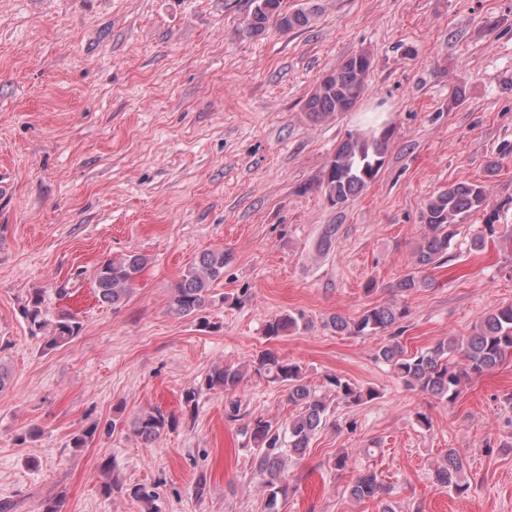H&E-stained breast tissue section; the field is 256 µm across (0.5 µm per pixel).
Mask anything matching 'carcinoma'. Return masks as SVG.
Masks as SVG:
<instances>
[{
  "label": "carcinoma",
  "mask_w": 512,
  "mask_h": 512,
  "mask_svg": "<svg viewBox=\"0 0 512 512\" xmlns=\"http://www.w3.org/2000/svg\"><path fill=\"white\" fill-rule=\"evenodd\" d=\"M315 12L305 7L286 11L282 0H257L250 18V27L259 31L270 19L279 28L290 31L312 24ZM371 59L364 54L346 57L335 70L323 76L311 90L305 102V112L313 121H322L337 112L355 108L367 89ZM390 133L378 128L368 135L352 131L338 144L328 160L320 187L328 201L345 203L360 194L374 181L383 163ZM489 206L485 187L477 183L451 185L439 191L426 204L423 220L426 231L417 245L415 270L399 279L395 288L401 293L427 286L422 275L431 265L447 262L448 249L455 236V226L468 217L487 211ZM499 237L512 243V229L497 230L494 215L487 216L484 231L472 237L476 250L485 247L488 239ZM229 254L222 248H211L201 253L172 286L169 309L178 316H189L202 311L211 299L212 285L224 278V267ZM147 263L138 253H129L104 261L94 275V293L98 301L119 307L134 289L136 279ZM43 297L34 295L25 309V317L32 336L42 338L48 347H56L74 339L80 323L70 313H61L51 319L42 309ZM409 309L404 304H382L368 308L355 320L333 315L325 326L339 333L363 336L395 329L402 332V321ZM310 327L302 314H285L270 320L266 335L284 336L290 331ZM512 355V303L487 314L476 333L471 336H449L434 346L409 354L398 337L377 352V359L389 365L397 379L408 390L429 394L452 403L463 385L475 377L492 372ZM255 372L266 381L288 386V401L298 407V414L284 424L273 423L261 417L244 425L253 444L258 463L259 488L266 497V512H280V497L286 495L282 484L285 459L305 455L316 431L331 421V403L327 393L316 390L304 381L299 364L264 350L254 360ZM244 379L239 365H216L205 375L202 384L185 391L183 402L197 405L202 391L230 393L237 390ZM328 393L337 403L346 407L358 406L378 398L372 388L363 389L350 380L332 374L327 377ZM134 432L146 444H151L175 425L172 416L156 409L141 411L132 422ZM462 461L448 451L446 464L435 474L437 485L458 493L466 490L461 483ZM386 488L379 474L369 470L357 476L350 488L351 496L364 502L384 494Z\"/></svg>",
  "instance_id": "1"
}]
</instances>
